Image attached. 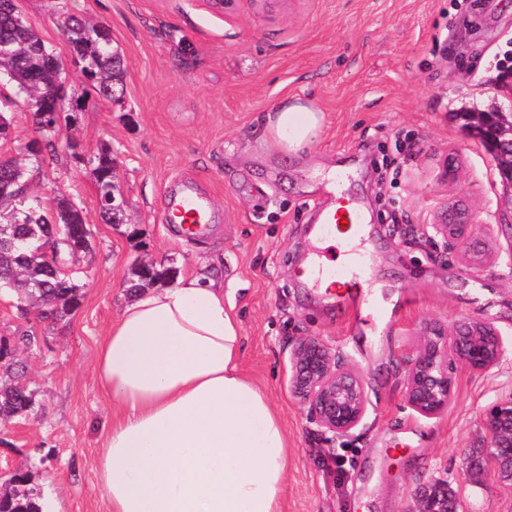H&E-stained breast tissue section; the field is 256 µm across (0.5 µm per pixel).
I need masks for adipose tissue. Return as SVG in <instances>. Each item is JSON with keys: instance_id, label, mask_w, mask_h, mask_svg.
Listing matches in <instances>:
<instances>
[{"instance_id": "adipose-tissue-1", "label": "adipose tissue", "mask_w": 512, "mask_h": 512, "mask_svg": "<svg viewBox=\"0 0 512 512\" xmlns=\"http://www.w3.org/2000/svg\"><path fill=\"white\" fill-rule=\"evenodd\" d=\"M301 99L268 111L263 134L283 156L319 136ZM242 327L203 275L136 294L94 358L112 395L96 479L107 512H282L288 434L240 368Z\"/></svg>"}]
</instances>
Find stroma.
<instances>
[{"instance_id": "stroma-1", "label": "stroma", "mask_w": 512, "mask_h": 512, "mask_svg": "<svg viewBox=\"0 0 512 512\" xmlns=\"http://www.w3.org/2000/svg\"><path fill=\"white\" fill-rule=\"evenodd\" d=\"M60 57L65 21L108 25L123 61L112 99L66 69L74 138H61L26 178L25 193L51 202L62 190L81 209L90 247L69 262L81 305L54 327L20 315L0 296V336L40 338L27 353L34 407L0 423V466L31 471L55 512H105L94 478L112 399L93 360L133 294L140 262L178 275L208 273L241 321L240 366L288 430L283 512H411L423 484L449 478L464 512H512V480L486 468L464 476L483 426L512 396V199L471 113L512 91L498 59L512 47V0H285L274 12L241 0L219 15L203 0H17ZM301 97L325 114L319 138L284 157L265 143L261 117ZM10 113L0 153L33 137L14 86L0 80ZM116 159L128 220L107 222L88 163L101 146ZM190 185L216 220L184 238L162 222L170 190ZM366 217L362 250L387 322L369 327L358 299L341 303L300 278L302 264L340 249L316 233L340 200ZM471 212L464 244L445 251L422 235L448 205ZM486 254L470 268V248ZM489 323L505 353L479 373L455 364L447 409L425 417L408 404V365L426 327L454 333ZM304 336L337 347L361 377L366 415L349 435L308 422L289 391V354Z\"/></svg>"}]
</instances>
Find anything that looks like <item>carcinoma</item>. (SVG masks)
<instances>
[{
	"label": "carcinoma",
	"instance_id": "1",
	"mask_svg": "<svg viewBox=\"0 0 512 512\" xmlns=\"http://www.w3.org/2000/svg\"><path fill=\"white\" fill-rule=\"evenodd\" d=\"M67 42L70 46L72 65L79 68L83 76L95 84L103 96L112 97L114 81L120 77V58L106 41L101 25H90L80 19H72L66 26ZM0 71L14 83L17 94L33 110L64 111V104L47 96L52 89H64L62 75L65 71L61 59L44 41L18 11L16 0H0ZM35 149L25 147L24 161L0 163V222L14 227L13 245L0 246V293L21 294L34 309L41 323L54 325L64 320L80 305L81 286L71 277H49L45 264L34 256V252L49 236L66 239L59 250L79 253L89 244L88 228L81 210L62 192L54 198L52 211L39 203L33 209L21 214L19 203L24 197V176L28 165L39 162L44 151L55 147L60 137L58 129L33 127ZM96 181L99 208L103 217L114 223L122 216L112 210L109 197L119 191L116 185L115 158L106 146L90 158ZM173 274L170 269L158 270L153 266L141 265L134 268L130 289L150 283ZM37 337H18L15 351L0 346V367L15 375L16 383L0 389V421L10 422L29 412L32 392L22 377L26 370L17 352L36 345ZM488 456L481 448L469 454L468 468L476 479L484 472ZM501 477L512 473V450L504 448L493 459ZM14 505L12 509L0 512H42V493L38 488L19 492L6 497Z\"/></svg>",
	"mask_w": 512,
	"mask_h": 512
}]
</instances>
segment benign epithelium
I'll list each match as a JSON object with an SVG mask.
<instances>
[{
	"instance_id": "obj_1",
	"label": "benign epithelium",
	"mask_w": 512,
	"mask_h": 512,
	"mask_svg": "<svg viewBox=\"0 0 512 512\" xmlns=\"http://www.w3.org/2000/svg\"><path fill=\"white\" fill-rule=\"evenodd\" d=\"M512 112V102L495 104L492 111L501 115L487 120L485 113L475 114L487 129L488 139L498 147L497 168L502 181L512 188V124L502 119ZM470 223L469 213L457 211L439 224L431 225L443 248L453 249ZM44 263L54 274H70L65 262L53 252V244L41 248ZM503 346L494 329L477 322L446 336L437 330L428 332L408 372V402L425 417L439 415L453 394L449 365L461 362L473 371L485 372L498 364ZM289 388L308 419L323 432L346 436L360 425L366 410L367 396L360 377L341 360L336 350L316 336L299 339L291 351ZM489 437L488 451L512 448V399L495 406L485 420ZM412 512H448V481L436 479L423 486Z\"/></svg>"
}]
</instances>
